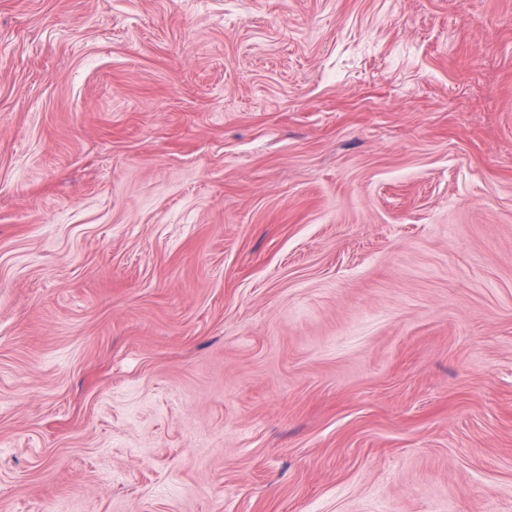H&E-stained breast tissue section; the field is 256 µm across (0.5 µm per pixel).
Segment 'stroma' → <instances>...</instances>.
<instances>
[{"instance_id":"35a3bbf8","label":"stroma","mask_w":512,"mask_h":512,"mask_svg":"<svg viewBox=\"0 0 512 512\" xmlns=\"http://www.w3.org/2000/svg\"><path fill=\"white\" fill-rule=\"evenodd\" d=\"M0 512H512V0H0Z\"/></svg>"}]
</instances>
